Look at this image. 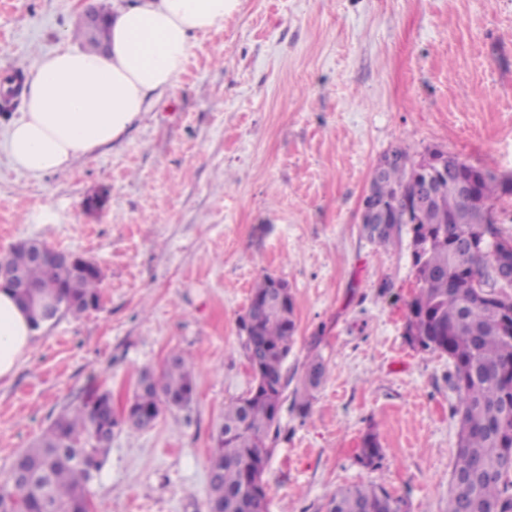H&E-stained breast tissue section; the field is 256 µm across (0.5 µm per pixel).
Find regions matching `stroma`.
<instances>
[{
  "label": "stroma",
  "instance_id": "stroma-1",
  "mask_svg": "<svg viewBox=\"0 0 512 512\" xmlns=\"http://www.w3.org/2000/svg\"><path fill=\"white\" fill-rule=\"evenodd\" d=\"M81 11L0 0V76L52 50ZM396 148L512 177V0H241L119 140L38 178L0 147V254L40 240L102 272L99 308L40 328L0 379V481L88 391L121 406L178 351L192 403L115 433L88 499L92 512H207L224 406L254 384L239 318L272 275L295 305L290 388L312 357L325 376L305 413L283 405L267 512H326L337 489L370 482L405 512H446L448 358L405 339L406 238L381 246L360 224ZM369 432L383 450L373 467L358 458Z\"/></svg>",
  "mask_w": 512,
  "mask_h": 512
}]
</instances>
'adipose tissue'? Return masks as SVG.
Listing matches in <instances>:
<instances>
[{
    "label": "adipose tissue",
    "mask_w": 512,
    "mask_h": 512,
    "mask_svg": "<svg viewBox=\"0 0 512 512\" xmlns=\"http://www.w3.org/2000/svg\"><path fill=\"white\" fill-rule=\"evenodd\" d=\"M240 0H129L111 19L101 53L61 40L34 60L23 112L8 133L10 162L32 177L69 168L121 138L149 99L174 89L196 34L223 29ZM35 337L27 312L0 289V379L12 375Z\"/></svg>",
    "instance_id": "ef3b65f1"
}]
</instances>
